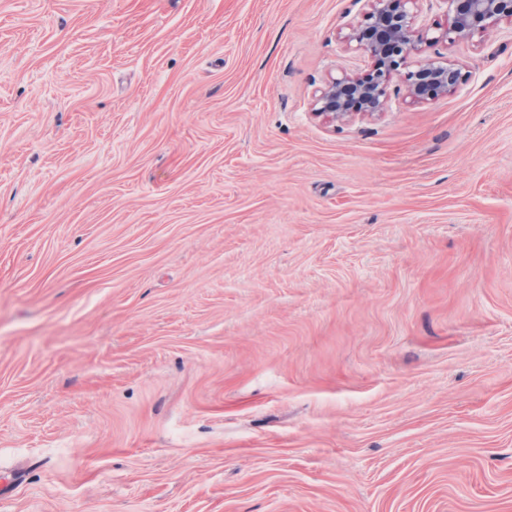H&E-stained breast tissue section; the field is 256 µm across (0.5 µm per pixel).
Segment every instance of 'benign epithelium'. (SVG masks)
Instances as JSON below:
<instances>
[{"label": "benign epithelium", "instance_id": "benign-epithelium-1", "mask_svg": "<svg viewBox=\"0 0 512 512\" xmlns=\"http://www.w3.org/2000/svg\"><path fill=\"white\" fill-rule=\"evenodd\" d=\"M365 22L350 28L348 42L356 43L374 59L371 73L362 78L343 76L329 79L316 97L317 111L333 117L349 112H378L386 97V81L408 55L428 41L427 34L413 27L406 4L414 0H369ZM468 10L457 12L446 34L470 39L486 26L512 21V0H467ZM460 78L451 64L427 63L407 74L408 94L426 100L452 90Z\"/></svg>", "mask_w": 512, "mask_h": 512}]
</instances>
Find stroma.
Segmentation results:
<instances>
[{
  "instance_id": "stroma-1",
  "label": "stroma",
  "mask_w": 512,
  "mask_h": 512,
  "mask_svg": "<svg viewBox=\"0 0 512 512\" xmlns=\"http://www.w3.org/2000/svg\"><path fill=\"white\" fill-rule=\"evenodd\" d=\"M369 9L0 0V512H512V22ZM370 11L363 24L346 35L374 59L371 73L362 78H330L316 97V110L336 118L347 112H379L386 97V81L408 55L430 38L413 27L406 4L414 0H369ZM460 71L452 64L427 63L407 74L408 94L416 100H426L448 93L457 84Z\"/></svg>"
}]
</instances>
